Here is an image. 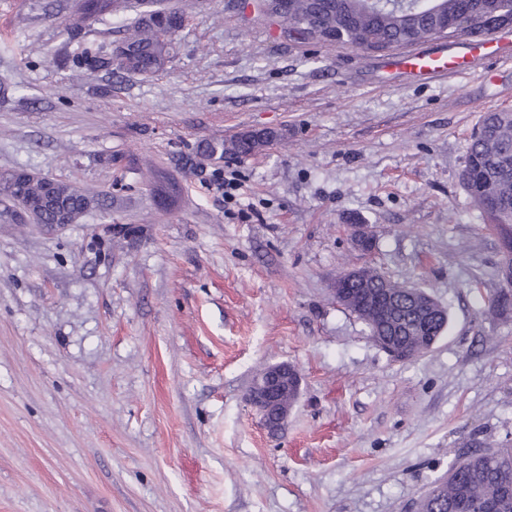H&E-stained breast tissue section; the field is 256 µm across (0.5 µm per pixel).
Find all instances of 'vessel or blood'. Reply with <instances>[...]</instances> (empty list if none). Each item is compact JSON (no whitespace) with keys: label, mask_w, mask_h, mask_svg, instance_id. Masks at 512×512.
<instances>
[{"label":"vessel or blood","mask_w":512,"mask_h":512,"mask_svg":"<svg viewBox=\"0 0 512 512\" xmlns=\"http://www.w3.org/2000/svg\"><path fill=\"white\" fill-rule=\"evenodd\" d=\"M512 58V34L502 32L481 42L463 41L459 48H409L389 57L383 68L395 77L430 82L476 67L491 71L500 61Z\"/></svg>","instance_id":"obj_1"}]
</instances>
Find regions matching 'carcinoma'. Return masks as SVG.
<instances>
[{
    "label": "carcinoma",
    "instance_id": "cac0c4a2",
    "mask_svg": "<svg viewBox=\"0 0 512 512\" xmlns=\"http://www.w3.org/2000/svg\"><path fill=\"white\" fill-rule=\"evenodd\" d=\"M270 8H256V14L277 21L298 40H316L331 45L323 35L334 32L338 44L357 47L366 53H386L399 48L467 33V28L482 24L485 16L502 8L500 0H472L465 18L456 14V0H263ZM114 0H82L79 16L83 20L112 13ZM184 28L183 13L177 8L150 9L140 13L131 33L123 40L127 53L116 62L102 47H84L73 64L95 70L122 71L149 77L161 71L173 47L172 39L161 36L167 29L178 34ZM478 126L486 133L473 137L467 147L460 181L472 204L480 211L485 226L504 245L512 246V112H485ZM262 147L233 135L205 142L203 153L224 158L228 153L250 155ZM14 173L0 175V221L10 222V210L22 205L36 211L45 224L57 221V212L42 207L44 185L28 181L22 189L14 186ZM55 189L66 209L83 215L97 206L106 209L105 200L94 198L71 184L57 181ZM393 295L392 306L376 316L367 302L380 295L382 288ZM343 305L368 327L372 338L387 339L409 350L408 359L424 354V338L441 336L448 327L445 307L421 288L406 287L385 279L368 268L346 283ZM488 304L502 316L512 310V287L501 285L488 298ZM512 445L475 450L459 459L448 476L434 482L412 505L413 512H457L464 504L467 512H512Z\"/></svg>",
    "mask_w": 512,
    "mask_h": 512
}]
</instances>
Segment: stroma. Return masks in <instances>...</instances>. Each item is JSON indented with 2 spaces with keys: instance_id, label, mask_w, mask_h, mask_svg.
Returning a JSON list of instances; mask_svg holds the SVG:
<instances>
[{
  "instance_id": "obj_1",
  "label": "stroma",
  "mask_w": 512,
  "mask_h": 512,
  "mask_svg": "<svg viewBox=\"0 0 512 512\" xmlns=\"http://www.w3.org/2000/svg\"><path fill=\"white\" fill-rule=\"evenodd\" d=\"M77 0H0V174L107 196L77 223H0V512H405L459 454L512 443L502 253L459 181L482 113L512 111V61L436 83L320 47L238 0L184 11L145 79L77 70L135 11L70 28ZM279 140L225 160L206 140ZM180 191L164 199L147 165ZM375 230L356 250L347 226ZM373 266L449 325L392 361L331 293ZM300 395L278 438L245 396L270 365Z\"/></svg>"
}]
</instances>
